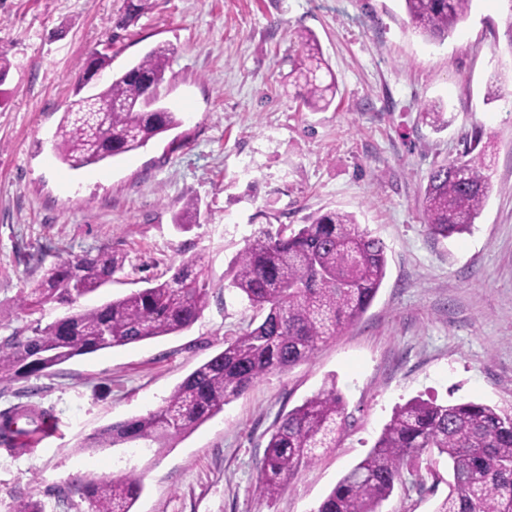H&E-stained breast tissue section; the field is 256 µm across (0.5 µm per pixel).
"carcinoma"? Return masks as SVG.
I'll list each match as a JSON object with an SVG mask.
<instances>
[{"instance_id": "1", "label": "carcinoma", "mask_w": 512, "mask_h": 512, "mask_svg": "<svg viewBox=\"0 0 512 512\" xmlns=\"http://www.w3.org/2000/svg\"><path fill=\"white\" fill-rule=\"evenodd\" d=\"M414 29L427 42L441 44L465 21L473 0H403ZM150 8V0H124L115 28L126 29ZM300 58L289 73L303 80L300 97L312 111L328 110L336 80L317 72L324 61L316 36L298 34ZM172 49L158 45L112 76L99 92L83 96L76 86L53 134L57 159L76 170L136 151L179 128L183 117L158 105L167 81ZM154 86L148 96L144 83ZM425 121L448 127L436 103L422 106ZM476 131L455 158L434 166L423 199L429 235L448 239L471 230L492 190ZM200 204L185 200L173 224L199 223ZM124 267L111 251L87 253L45 271L37 288L21 298L35 312L56 302L78 300L112 282ZM385 245L361 227L355 214L330 210L286 235L261 232L247 240L232 262L231 288L262 314L224 350L186 376L163 404L145 416L105 426L86 438L85 450L141 442L165 448L224 410L272 372H284L312 359L319 345L359 321L386 277ZM209 301L208 272L202 258L181 261L164 281L100 306L72 312L31 336L0 343V384L47 375L78 356L168 336L190 328ZM343 395L332 384L320 389L277 421L260 463L257 492L272 499L295 472L337 446L348 424ZM448 460V496L435 512H512V417L474 402L438 403L413 399L397 407L372 451L348 470L317 512H377L405 476L420 481L412 462L424 453ZM142 490L129 472L82 486L89 512H132Z\"/></svg>"}]
</instances>
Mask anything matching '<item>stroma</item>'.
I'll return each mask as SVG.
<instances>
[{"label":"stroma","mask_w":512,"mask_h":512,"mask_svg":"<svg viewBox=\"0 0 512 512\" xmlns=\"http://www.w3.org/2000/svg\"><path fill=\"white\" fill-rule=\"evenodd\" d=\"M123 0H0V340L27 336L40 315L20 306L51 265L85 253L123 255L90 308L169 278L199 255L208 306L187 331L76 357L52 374L0 384V415L51 413L59 427L39 451L0 452V512L17 499L44 512H87L82 485L135 471L133 512H316L372 449L396 406L457 399L512 415V12L473 0L439 46L415 33L401 0H151L114 31ZM312 31L336 75L332 109L312 112L289 82L300 31ZM164 44V103L184 113L173 133L122 157L72 170L51 141L72 98L78 64L109 50L120 73ZM444 104L437 131L421 117ZM482 131L492 193L472 230L436 239L422 199L437 162ZM198 199L199 224L172 222ZM341 210L386 246L384 282L356 324L314 357L263 377L169 448L80 443L97 430L160 407L194 369L255 315L225 290L224 274L259 230L298 228ZM336 384L350 424L336 448L301 467L267 500L259 463L279 415ZM422 484L396 485L379 512H435L448 462L421 467Z\"/></svg>","instance_id":"1"}]
</instances>
